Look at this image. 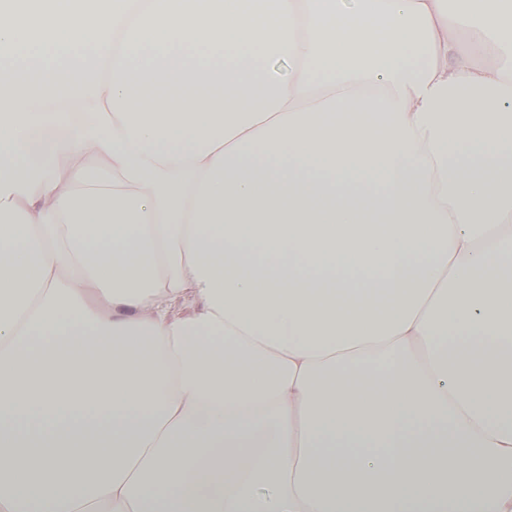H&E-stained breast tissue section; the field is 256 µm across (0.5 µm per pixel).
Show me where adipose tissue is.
<instances>
[{
	"label": "adipose tissue",
	"instance_id": "ef3b65f1",
	"mask_svg": "<svg viewBox=\"0 0 512 512\" xmlns=\"http://www.w3.org/2000/svg\"><path fill=\"white\" fill-rule=\"evenodd\" d=\"M133 2L0 10V512H512V0Z\"/></svg>",
	"mask_w": 512,
	"mask_h": 512
}]
</instances>
